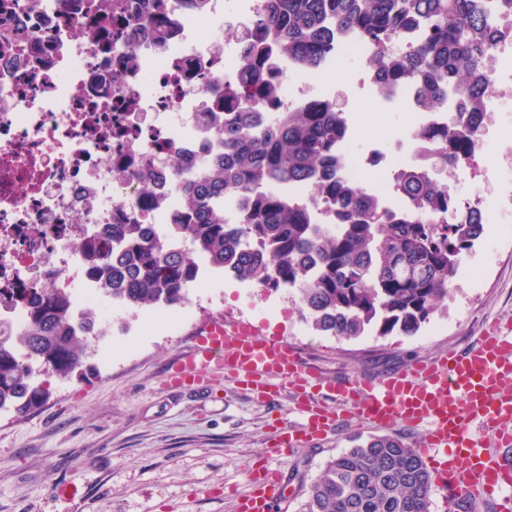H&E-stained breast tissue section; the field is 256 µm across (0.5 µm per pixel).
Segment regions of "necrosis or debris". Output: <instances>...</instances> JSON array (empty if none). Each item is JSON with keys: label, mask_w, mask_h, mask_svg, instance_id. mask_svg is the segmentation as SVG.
Segmentation results:
<instances>
[{"label": "necrosis or debris", "mask_w": 512, "mask_h": 512, "mask_svg": "<svg viewBox=\"0 0 512 512\" xmlns=\"http://www.w3.org/2000/svg\"><path fill=\"white\" fill-rule=\"evenodd\" d=\"M267 0H0V329L19 335L29 292L72 289L75 319L95 318L105 333L127 312L91 278L79 243L112 242L109 224H148L159 241L183 220L172 160L195 170L222 149L224 93L239 89L243 48L217 35L246 28ZM482 62V127L512 103V5L493 17ZM355 34L340 35L322 70H306L272 51L263 63L284 89L272 109L335 100L328 68L368 56ZM351 90L378 113L406 108L397 133L372 138L360 155L336 148L339 172L372 190V173L396 181L432 145L422 129L443 130L460 110L451 95L421 110L419 91L389 87L372 70ZM152 194L143 198V179Z\"/></svg>", "instance_id": "obj_1"}]
</instances>
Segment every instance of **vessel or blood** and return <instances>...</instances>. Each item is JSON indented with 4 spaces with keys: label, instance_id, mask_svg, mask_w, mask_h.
I'll use <instances>...</instances> for the list:
<instances>
[{
    "label": "vessel or blood",
    "instance_id": "1",
    "mask_svg": "<svg viewBox=\"0 0 512 512\" xmlns=\"http://www.w3.org/2000/svg\"><path fill=\"white\" fill-rule=\"evenodd\" d=\"M219 366L258 402L290 391L302 417L283 427L277 447L285 451L331 432L339 407L376 426L400 422L426 429L422 455H434L439 486L450 501L501 497L511 505L512 463L493 456L478 431L512 444V323L482 332L463 354L448 353L378 380H320L288 344L258 337L247 325L212 324L181 354L167 375L168 387L191 388L197 374ZM238 512H275L285 494L273 473L253 479Z\"/></svg>",
    "mask_w": 512,
    "mask_h": 512
}]
</instances>
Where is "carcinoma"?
I'll return each mask as SVG.
<instances>
[{"label": "carcinoma", "mask_w": 512, "mask_h": 512, "mask_svg": "<svg viewBox=\"0 0 512 512\" xmlns=\"http://www.w3.org/2000/svg\"><path fill=\"white\" fill-rule=\"evenodd\" d=\"M495 0H268L244 31L224 37L245 45V82L224 96V151L199 172L179 174L188 211L167 227L185 242L171 248L142 224L112 225V255L80 246L91 274L117 284L126 309L180 307L200 275L196 258L216 272L259 288H287L314 330L355 339L368 330L415 335L448 297L461 258L484 234L480 211L453 199L428 167L399 176L404 212L379 206L336 170V145L350 134L336 104L318 100L297 112H266L281 83L259 64L278 49L304 66L326 60L333 37L354 32L372 48L365 60L386 83L419 88L431 109L453 88L463 103L456 121L434 134V161L446 168L471 162L470 133L482 117L477 75L491 43ZM415 30L421 40L405 54L387 42ZM305 184L315 202L336 207L338 223L312 224L308 213L273 189ZM242 198L236 223H224V199ZM63 288L43 289L20 336L0 331V413L25 414L50 396L44 373L69 379L82 373L89 337L70 314ZM432 476L416 449L398 437L374 436L330 458L305 489L303 512H430Z\"/></svg>", "instance_id": "obj_1"}]
</instances>
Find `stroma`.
I'll list each match as a JSON object with an SVG mask.
<instances>
[{
    "mask_svg": "<svg viewBox=\"0 0 512 512\" xmlns=\"http://www.w3.org/2000/svg\"><path fill=\"white\" fill-rule=\"evenodd\" d=\"M454 192L481 196L488 222L417 334L324 335L287 290L213 276L175 330L164 328L169 311L138 310L126 335L112 339L123 353L94 356L86 378L52 380L49 400L26 416L0 414V512H237L263 470L280 471L288 484L275 512H302L304 487L324 462L376 428L351 417L327 439L278 454L281 424L298 419L289 392L263 405L212 368L199 390L177 394L164 384L168 366L219 321L288 343L321 379L377 377L467 350L482 331L512 320V183L483 163Z\"/></svg>",
    "mask_w": 512,
    "mask_h": 512,
    "instance_id": "stroma-1",
    "label": "stroma"
}]
</instances>
